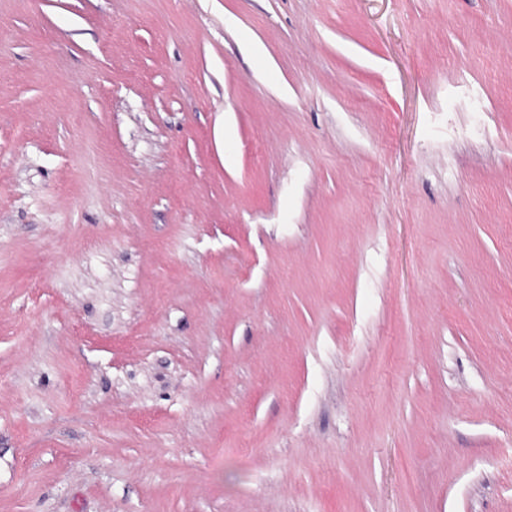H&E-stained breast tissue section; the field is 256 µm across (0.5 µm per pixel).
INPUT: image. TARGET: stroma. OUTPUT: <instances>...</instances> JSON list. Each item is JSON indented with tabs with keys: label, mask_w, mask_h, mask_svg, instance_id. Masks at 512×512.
Listing matches in <instances>:
<instances>
[{
	"label": "stroma",
	"mask_w": 512,
	"mask_h": 512,
	"mask_svg": "<svg viewBox=\"0 0 512 512\" xmlns=\"http://www.w3.org/2000/svg\"><path fill=\"white\" fill-rule=\"evenodd\" d=\"M512 0H0V512H512Z\"/></svg>",
	"instance_id": "1"
}]
</instances>
